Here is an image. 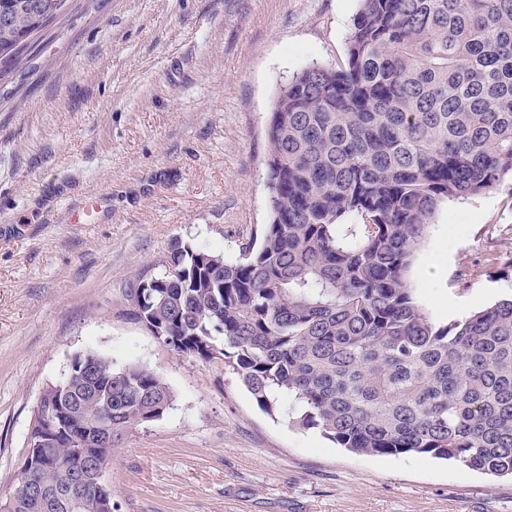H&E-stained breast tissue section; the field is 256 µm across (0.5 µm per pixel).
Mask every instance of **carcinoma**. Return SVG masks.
Wrapping results in <instances>:
<instances>
[{
  "label": "carcinoma",
  "mask_w": 512,
  "mask_h": 512,
  "mask_svg": "<svg viewBox=\"0 0 512 512\" xmlns=\"http://www.w3.org/2000/svg\"><path fill=\"white\" fill-rule=\"evenodd\" d=\"M63 0H0V67ZM270 222L238 258L171 246L179 275L137 278L128 297L176 352L224 361L268 413L357 455L431 454L512 476V299L444 326L409 274L440 206L512 175V0H361L341 65L293 77L267 128ZM70 396L82 429L42 442L20 468L32 490L83 468L75 439L112 406V435L170 407L155 372L87 350Z\"/></svg>",
  "instance_id": "cac0c4a2"
}]
</instances>
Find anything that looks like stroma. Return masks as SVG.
I'll use <instances>...</instances> for the list:
<instances>
[{"label":"stroma","mask_w":512,"mask_h":512,"mask_svg":"<svg viewBox=\"0 0 512 512\" xmlns=\"http://www.w3.org/2000/svg\"><path fill=\"white\" fill-rule=\"evenodd\" d=\"M359 8L67 0L0 75V498L43 390L91 349L174 394L114 448L112 512H512V477L350 453L130 314L129 284L162 273L173 242L231 260L261 235L274 102L308 66L344 60ZM89 195L98 223H68ZM409 282L438 325L512 296L511 178L440 207Z\"/></svg>","instance_id":"1"}]
</instances>
